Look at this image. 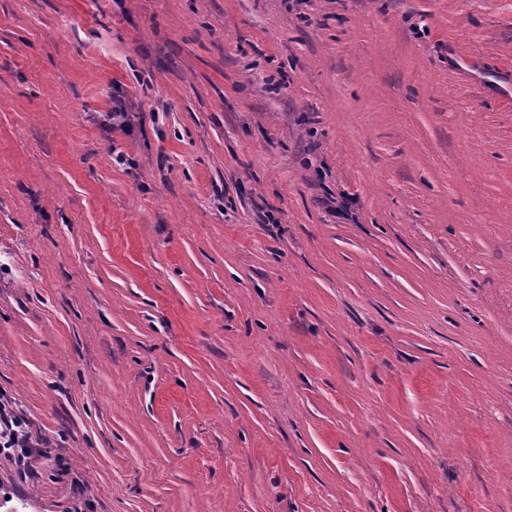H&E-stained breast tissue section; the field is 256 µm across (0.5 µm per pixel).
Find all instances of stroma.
Segmentation results:
<instances>
[{
	"mask_svg": "<svg viewBox=\"0 0 512 512\" xmlns=\"http://www.w3.org/2000/svg\"><path fill=\"white\" fill-rule=\"evenodd\" d=\"M0 396V512H512V0H0ZM34 447L27 420L8 400L0 399V455L11 458L21 477L26 478Z\"/></svg>",
	"mask_w": 512,
	"mask_h": 512,
	"instance_id": "obj_1",
	"label": "stroma"
}]
</instances>
